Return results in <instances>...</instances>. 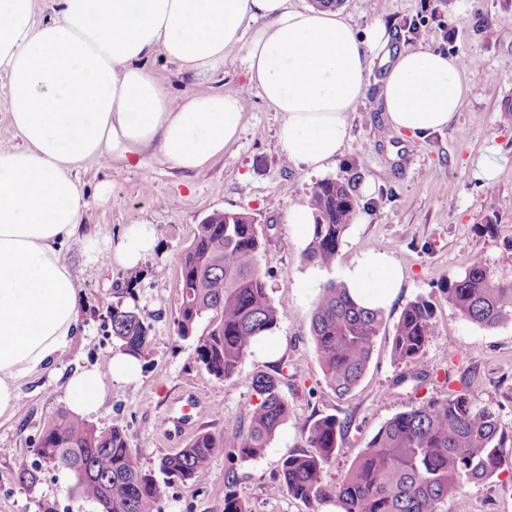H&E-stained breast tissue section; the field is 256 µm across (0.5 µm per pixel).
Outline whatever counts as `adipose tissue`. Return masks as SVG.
Instances as JSON below:
<instances>
[{"label": "adipose tissue", "instance_id": "ef3b65f1", "mask_svg": "<svg viewBox=\"0 0 512 512\" xmlns=\"http://www.w3.org/2000/svg\"><path fill=\"white\" fill-rule=\"evenodd\" d=\"M40 19L37 0H0V71L10 123L22 146L0 147V420L17 409L21 380L54 365L80 317L79 290L60 249L82 236L90 258L137 266L155 247L151 225L132 224L109 253L84 232L86 202L74 168L106 154L154 148L191 173L223 155L246 100L236 90L173 97L153 74L154 54L197 80L245 48L249 87L281 115L278 140L297 164L318 171L348 138L347 116L370 85L367 53L384 50V27L359 32L331 8L289 0H58ZM467 92L458 58L428 48L388 60L380 98L391 129L425 137L447 128ZM353 298L386 308L402 280L394 258L363 255L347 274ZM135 358L116 353L107 372L77 369L66 380L72 411L103 404V379H126Z\"/></svg>", "mask_w": 512, "mask_h": 512}]
</instances>
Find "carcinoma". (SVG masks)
Masks as SVG:
<instances>
[{
  "instance_id": "carcinoma-1",
  "label": "carcinoma",
  "mask_w": 512,
  "mask_h": 512,
  "mask_svg": "<svg viewBox=\"0 0 512 512\" xmlns=\"http://www.w3.org/2000/svg\"><path fill=\"white\" fill-rule=\"evenodd\" d=\"M307 205L314 224L303 259L329 268L356 216L355 199L348 183L326 179L312 188ZM262 249L253 218L225 211L197 225L180 259L177 334L197 338L199 361L224 381L238 374L253 343L282 317L260 267ZM437 288L448 310L468 322L486 330L512 323V278L494 273L478 258L464 273L441 279ZM437 297L418 296L402 309L391 342L394 363H420L434 331ZM384 320L383 310L359 305L346 283L323 284L310 332L324 379L337 396L349 394L362 380ZM111 322L119 351L144 357L150 326L121 307L112 308ZM254 385L259 402L246 409V429L236 446L226 448L223 440L201 431L158 463L167 479L187 482L204 474L215 456L225 455L230 466L224 475V512H251L237 489L235 462L261 457L291 417L274 376L259 374ZM346 431L347 422L334 415L310 422L303 430L304 449L283 459L269 492L309 505L333 500L340 512H441L440 504L465 484L491 480L507 463L506 427L464 388L393 415L340 480L329 484L325 473ZM37 451L54 466L72 471L75 492L109 512H153L160 493L158 472L142 470L123 429L100 430L60 411L43 430Z\"/></svg>"
}]
</instances>
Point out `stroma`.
I'll return each instance as SVG.
<instances>
[{
    "mask_svg": "<svg viewBox=\"0 0 512 512\" xmlns=\"http://www.w3.org/2000/svg\"><path fill=\"white\" fill-rule=\"evenodd\" d=\"M340 9L359 30L384 25L389 51L421 46L463 60L469 91L460 112L448 128L423 138L394 132L379 106L385 66L377 58L365 98L348 115V139L321 171L283 157L281 116L254 91L237 139L197 172L182 174L150 150L134 162L109 156L84 161L73 173L87 202L84 224L106 245L118 241L127 225L149 224L157 243L133 268L88 258L77 238L63 245L83 301L80 327L57 365L21 382L15 415L0 424V512H100L74 493L73 474L44 462L36 448L47 423L68 406L67 375L116 353L110 310L117 305L150 325V349L138 375L106 380L104 404L89 421L102 430L122 428L143 469L201 431L223 439L225 447L236 445L244 411L258 401L254 378H278L292 416L261 457L236 466L251 512H336L332 501L312 507L268 492L282 460L301 450L302 427L324 415L349 426L326 473L331 483L387 419L464 384L512 430V324L484 330L451 314L442 299L421 360L429 373L423 388L395 386L407 368L390 358L393 325L407 302L435 291L441 277L462 274L473 258L498 268L512 245V0H342ZM485 156L500 170L490 185L474 175ZM324 179L349 183L358 214L328 269L303 260L309 230L287 221L289 207L305 203ZM228 210L248 213L260 226L262 269L282 318L255 342L236 378L223 381L198 360L195 339L178 336L175 319L180 256L205 217ZM368 252L392 256L403 279L385 310L366 374L340 397L323 378L310 314L323 284L345 280ZM190 399L197 407L188 424L164 425ZM227 467L218 455L195 481L161 485L154 512H224ZM25 469L36 472L35 486L22 483ZM442 512H512V470L467 484Z\"/></svg>",
    "mask_w": 512,
    "mask_h": 512,
    "instance_id": "35a3bbf8",
    "label": "stroma"
}]
</instances>
